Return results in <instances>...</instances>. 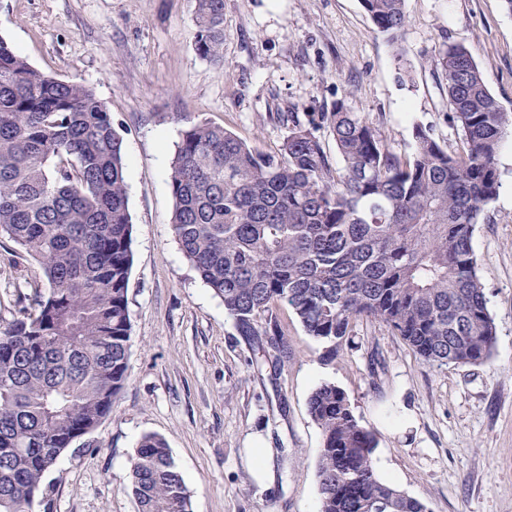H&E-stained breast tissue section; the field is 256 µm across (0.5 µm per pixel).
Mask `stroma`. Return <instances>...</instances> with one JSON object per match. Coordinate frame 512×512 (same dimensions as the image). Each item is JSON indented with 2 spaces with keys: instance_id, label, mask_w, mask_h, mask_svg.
Instances as JSON below:
<instances>
[{
  "instance_id": "35a3bbf8",
  "label": "stroma",
  "mask_w": 512,
  "mask_h": 512,
  "mask_svg": "<svg viewBox=\"0 0 512 512\" xmlns=\"http://www.w3.org/2000/svg\"><path fill=\"white\" fill-rule=\"evenodd\" d=\"M195 0H0V37L35 69L85 84L124 138L133 224L128 379L112 413L65 451L34 512H137L130 457L162 437L190 491L191 512H318L321 431L307 402L321 382L345 391L376 431L386 483L430 512H512V135L500 188L474 234L497 327L481 365L423 364L383 326L361 322L345 356L322 346L282 305L287 352L252 346L184 258L171 230L170 167L181 132L200 120L262 152L286 134L283 112H329L345 100L411 155L426 127L448 148L446 81L433 62L468 48L512 119V13L503 0H405L408 26L380 32L360 0H224L223 58L194 48ZM40 265L0 241V330L19 295L45 289ZM265 449L258 457L257 449ZM265 461L268 476L258 474Z\"/></svg>"
}]
</instances>
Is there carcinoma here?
Returning <instances> with one entry per match:
<instances>
[{
  "label": "carcinoma",
  "mask_w": 512,
  "mask_h": 512,
  "mask_svg": "<svg viewBox=\"0 0 512 512\" xmlns=\"http://www.w3.org/2000/svg\"><path fill=\"white\" fill-rule=\"evenodd\" d=\"M361 3L382 32L407 23L404 0ZM194 46L203 59L223 57L224 0H196ZM434 66L460 131L455 150L418 127L403 158L343 100L305 122L288 113L274 153L203 120L182 131L173 234L254 355L287 350L284 335L262 325L285 304L326 363L344 356L360 320L429 366L492 357L497 327L473 238L498 192L508 119L466 47L448 46ZM324 123L340 167L316 135ZM125 170L123 137L94 90L40 72L0 38V239L36 260L48 283L0 331V512H32L45 474L111 414L127 380ZM308 408L323 440L319 512H428L380 479L377 435L341 388L321 383ZM130 478L138 512H189L164 439L141 438Z\"/></svg>",
  "instance_id": "cac0c4a2"
}]
</instances>
